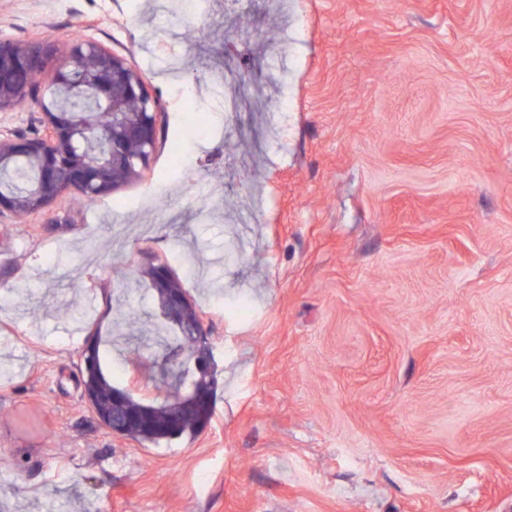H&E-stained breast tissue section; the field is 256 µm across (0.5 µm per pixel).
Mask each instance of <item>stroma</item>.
Here are the masks:
<instances>
[{
    "mask_svg": "<svg viewBox=\"0 0 512 512\" xmlns=\"http://www.w3.org/2000/svg\"><path fill=\"white\" fill-rule=\"evenodd\" d=\"M76 31L163 122L93 208L0 214V512H512V0H0V40ZM151 263L217 362L210 425L158 448L80 366L121 325L165 398Z\"/></svg>",
    "mask_w": 512,
    "mask_h": 512,
    "instance_id": "35a3bbf8",
    "label": "stroma"
}]
</instances>
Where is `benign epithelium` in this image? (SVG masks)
<instances>
[{"label":"benign epithelium","instance_id":"benign-epithelium-1","mask_svg":"<svg viewBox=\"0 0 512 512\" xmlns=\"http://www.w3.org/2000/svg\"><path fill=\"white\" fill-rule=\"evenodd\" d=\"M16 72H26L32 78L48 74L53 90L50 102L40 103L45 134L35 138L0 140L1 169L23 157L37 173L32 191L8 199L0 196L1 212L25 214L45 209L60 199L65 189L72 187L75 176L79 177L82 186L96 191L98 195L107 194L140 177L156 144L159 112L141 73L124 57L91 40L71 43L61 54L55 44L46 39L32 43L1 40L0 111L11 110L33 100L32 82L17 83L8 78ZM85 91L90 92L94 99L105 101L112 109V163L103 164L86 152L83 164L76 169L64 159L72 151L74 138H93L94 127L88 121L77 130L66 129L57 115L74 111L72 101ZM143 276L158 299L164 321L181 337L193 339L191 360L182 358L179 353L170 354L171 360L181 366L190 362L197 370L215 373L212 342L204 319L190 305L184 289L164 265L146 267ZM98 383V366L89 362L83 374L84 396L112 435L124 437L128 429L155 425L154 407L137 396L138 389L132 381L123 387L112 388L107 408L98 411L95 401ZM212 401V396L189 386L174 404L163 431L169 435L176 434L180 426L178 417L183 411L202 414L200 427H206Z\"/></svg>","mask_w":512,"mask_h":512}]
</instances>
